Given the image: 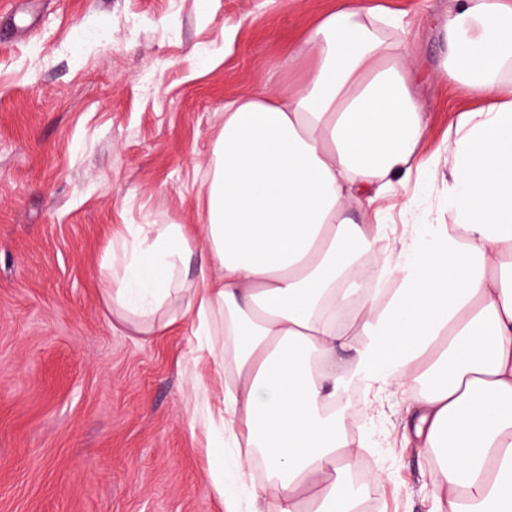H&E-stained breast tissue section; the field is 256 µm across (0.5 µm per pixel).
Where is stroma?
Returning <instances> with one entry per match:
<instances>
[{"label":"stroma","mask_w":512,"mask_h":512,"mask_svg":"<svg viewBox=\"0 0 512 512\" xmlns=\"http://www.w3.org/2000/svg\"><path fill=\"white\" fill-rule=\"evenodd\" d=\"M403 13L432 176L385 202L450 224L445 145L478 100L441 77L452 0H371ZM332 0H0V512H225L209 485L229 455L189 400L222 374L189 321L116 325L101 271L131 224L200 221L226 100L306 76L310 23ZM409 392L360 389L343 423L385 474L382 512H430L433 460L410 440Z\"/></svg>","instance_id":"1"}]
</instances>
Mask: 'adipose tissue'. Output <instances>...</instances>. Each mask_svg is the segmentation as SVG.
<instances>
[{
  "mask_svg": "<svg viewBox=\"0 0 512 512\" xmlns=\"http://www.w3.org/2000/svg\"><path fill=\"white\" fill-rule=\"evenodd\" d=\"M400 15L335 0L308 29L291 91L225 102L197 224H132L107 267L120 326L154 334L187 315L228 370L229 446L267 484L226 512H357L359 451L336 406L348 378L415 388L407 425L436 464L432 512H512V0H453L439 71L487 107L447 144L453 225L390 241L380 207L419 164L427 125ZM395 280L364 289L366 263ZM225 343H218V336Z\"/></svg>",
  "mask_w": 512,
  "mask_h": 512,
  "instance_id": "ef3b65f1",
  "label": "adipose tissue"
}]
</instances>
